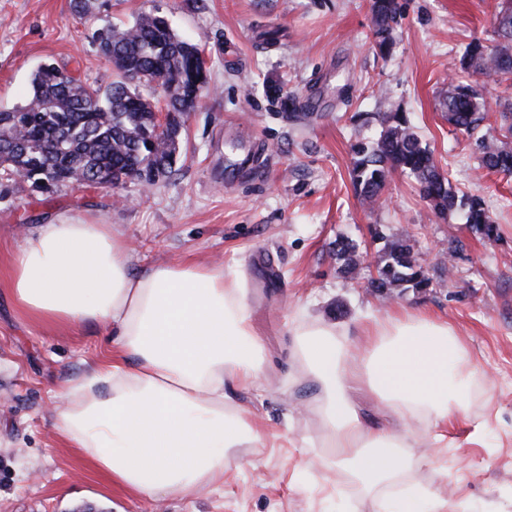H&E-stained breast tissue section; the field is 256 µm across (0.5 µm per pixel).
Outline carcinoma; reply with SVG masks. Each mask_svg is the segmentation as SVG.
<instances>
[{"label":"carcinoma","mask_w":512,"mask_h":512,"mask_svg":"<svg viewBox=\"0 0 512 512\" xmlns=\"http://www.w3.org/2000/svg\"><path fill=\"white\" fill-rule=\"evenodd\" d=\"M397 11V0H372L373 45L382 53L389 52L393 44ZM495 25L499 43H470L460 58V67L495 78L512 90L511 3L495 15ZM97 41L112 53L122 80L93 88L53 63L43 64L31 75L26 100L0 111V117L9 121L5 129L17 147L10 172L32 184L48 181L47 194L64 184L97 188L101 173L113 181L140 172L170 175L180 158L181 118L209 90L206 78L196 84L199 49L183 41L164 16L143 15L129 26L109 24L98 31ZM140 75L149 77L147 85L158 78L157 86L170 94L166 111L171 114L174 136L162 146L153 141L157 101L129 86ZM481 100L479 91L469 84L450 85L442 101L448 123L469 135L474 133L482 121ZM381 126L376 143L359 141L352 147V182L364 200L379 202L389 175L399 172L416 180L435 212L465 206L467 223L482 229L489 238L494 236L496 224L481 200L457 192L403 114H385ZM478 147L483 167L512 174V123L486 127ZM375 236L385 244L376 265L379 280L369 281L368 287L399 294L407 288L419 291L429 286L410 244L389 240L381 231ZM334 254L342 262V272L357 269L359 252L353 241L336 240Z\"/></svg>","instance_id":"cac0c4a2"}]
</instances>
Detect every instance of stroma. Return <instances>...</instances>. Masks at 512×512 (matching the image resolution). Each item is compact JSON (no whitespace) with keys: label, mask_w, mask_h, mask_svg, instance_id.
I'll use <instances>...</instances> for the list:
<instances>
[{"label":"stroma","mask_w":512,"mask_h":512,"mask_svg":"<svg viewBox=\"0 0 512 512\" xmlns=\"http://www.w3.org/2000/svg\"><path fill=\"white\" fill-rule=\"evenodd\" d=\"M398 6L384 57L372 44L370 0H91L85 19L72 0H0V110L24 100L44 62L93 87L118 80L95 29L156 11L200 47L210 85L185 119L174 172L151 190L130 180L46 196L0 179V512H375L318 448H240L222 489L151 500L108 484L68 447L55 428L57 394L110 356L109 328L25 316L8 291L16 250L42 225L66 221L112 225L140 272L193 258L246 276L269 390L236 385L229 395L266 432L307 419L278 392L297 372L296 314L336 324L354 344L365 314L403 309L452 324L488 382L470 423L449 430L447 447L430 449L432 463L412 477L465 512H512V175L483 168L475 137L454 130L441 105L465 45L497 42L500 0ZM293 104L308 122L288 119ZM385 112L404 113L459 192L481 199L494 237L464 210L436 213L397 173L381 206L363 203L352 146L378 137ZM377 228L412 245L430 288L385 302L364 271L340 272L336 239L353 240L370 264L382 247Z\"/></svg>","instance_id":"obj_1"}]
</instances>
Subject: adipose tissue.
<instances>
[{
  "instance_id": "adipose-tissue-1",
  "label": "adipose tissue",
  "mask_w": 512,
  "mask_h": 512,
  "mask_svg": "<svg viewBox=\"0 0 512 512\" xmlns=\"http://www.w3.org/2000/svg\"><path fill=\"white\" fill-rule=\"evenodd\" d=\"M10 293L26 315L112 330L115 355L62 396L60 436L108 482L154 499L195 496L224 481L235 451L265 442L227 385L254 386L261 340L245 278L195 260L133 271L108 224H48L16 254ZM299 379L316 388L321 437L282 432L322 448L348 472L376 512H436L410 481L431 461L415 455L412 428L428 423L433 446L448 426L470 419L477 372L454 329L406 312L366 317L365 352L332 323L296 322ZM367 389L384 422L363 420L350 394Z\"/></svg>"
}]
</instances>
